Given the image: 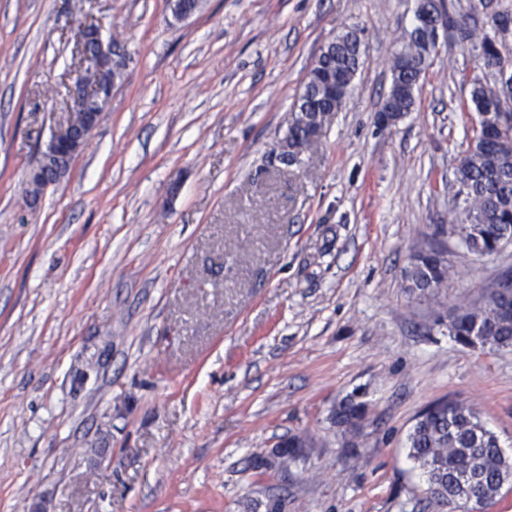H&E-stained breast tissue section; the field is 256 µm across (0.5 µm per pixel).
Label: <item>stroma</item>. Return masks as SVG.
I'll use <instances>...</instances> for the list:
<instances>
[{
    "instance_id": "stroma-1",
    "label": "stroma",
    "mask_w": 512,
    "mask_h": 512,
    "mask_svg": "<svg viewBox=\"0 0 512 512\" xmlns=\"http://www.w3.org/2000/svg\"><path fill=\"white\" fill-rule=\"evenodd\" d=\"M416 0H0V512H429L407 436L471 406L512 457V352L439 317L512 268L443 234L447 287L403 272L449 225L475 135V51L440 37L395 124L377 115ZM127 54L67 176L27 174L70 117L78 18ZM358 30L345 103L304 165L270 164L321 50ZM366 423L331 409L353 390ZM313 447L287 478L250 460Z\"/></svg>"
}]
</instances>
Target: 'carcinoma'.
I'll return each mask as SVG.
<instances>
[{
	"mask_svg": "<svg viewBox=\"0 0 512 512\" xmlns=\"http://www.w3.org/2000/svg\"><path fill=\"white\" fill-rule=\"evenodd\" d=\"M431 7L438 18L463 31L461 43H474V35L441 0ZM485 18L487 28L478 43L481 65L495 73L505 66L512 70V60L500 51L512 29V10L494 8ZM361 43L357 30L350 29L326 47L296 102L286 137L288 148L301 144L319 114L340 110L360 64ZM436 50L423 29L412 28L393 62L386 98L392 107L387 113L390 119L395 121L412 111L419 80ZM470 103L477 114L499 108L498 81L474 80ZM455 182L463 206L452 210L448 231L470 252H498L501 241L512 238V135L479 127L456 168ZM448 279L445 252L432 245L413 253L404 270L405 288L413 296L443 288ZM447 328L448 335L464 348L511 351L512 288H488L474 306L455 307L448 314ZM366 416L367 405L356 395L343 399L334 411L336 426L346 431ZM407 442L409 457L423 469L427 484L435 486L427 499L436 512H461L466 507L464 483L476 480L493 499L500 494L502 478L512 475V460L505 456L496 435L460 401L429 406L418 416Z\"/></svg>",
	"mask_w": 512,
	"mask_h": 512,
	"instance_id": "1",
	"label": "carcinoma"
}]
</instances>
